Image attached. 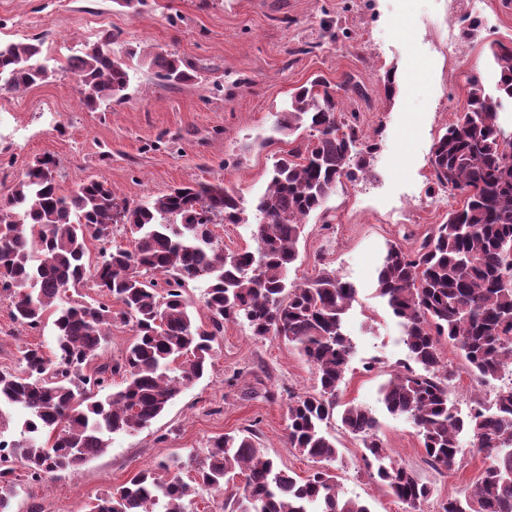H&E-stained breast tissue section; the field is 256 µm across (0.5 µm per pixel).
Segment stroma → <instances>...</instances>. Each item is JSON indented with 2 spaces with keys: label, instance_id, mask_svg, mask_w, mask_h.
<instances>
[{
  "label": "stroma",
  "instance_id": "obj_1",
  "mask_svg": "<svg viewBox=\"0 0 512 512\" xmlns=\"http://www.w3.org/2000/svg\"><path fill=\"white\" fill-rule=\"evenodd\" d=\"M450 2L148 0L135 15L112 0H0V41L44 36L42 56L55 70L38 87L0 92V199L36 158L50 155L65 191L93 177L146 201L176 186L221 180L249 209L289 148L274 127L295 88L316 78L360 84L362 94H342L339 108L378 148L363 178L338 183L324 210L306 217L289 277L301 282L326 267L356 287L345 319L355 353L340 399L369 409L393 458L433 486L423 512H437L440 501L473 482L485 458L472 450L460 469H434L411 422L386 411L379 390L408 351L378 294L377 268L388 243L416 247L460 202L457 191L441 198L431 148L464 111L468 76L492 75L491 43L512 41V0H472L477 25L466 32ZM106 28L120 32L118 51L135 50L127 59L128 95L90 112L61 67L69 52ZM161 48L198 66L194 81L163 86L148 66L150 53ZM389 73L396 80L391 95ZM30 344L51 348L52 329L18 325L9 300L0 297V369L16 368L20 349ZM440 353L459 373L452 395L468 411L489 388L469 376L457 350L444 345ZM316 386L314 367L286 341L225 324L212 366L150 428L114 436L103 454L41 487L19 486L13 512H29L35 502L43 512H87L138 470L191 452L205 455L214 437L245 429L280 464L308 475L313 462L287 446L286 413L289 397ZM327 430L343 456L337 474L345 494L366 501L371 512H409L370 479L358 441L340 420L331 419Z\"/></svg>",
  "mask_w": 512,
  "mask_h": 512
}]
</instances>
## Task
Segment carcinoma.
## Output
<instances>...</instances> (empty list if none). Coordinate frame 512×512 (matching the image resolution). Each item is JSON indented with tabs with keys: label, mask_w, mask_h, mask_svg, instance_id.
Returning <instances> with one entry per match:
<instances>
[{
	"label": "carcinoma",
	"mask_w": 512,
	"mask_h": 512,
	"mask_svg": "<svg viewBox=\"0 0 512 512\" xmlns=\"http://www.w3.org/2000/svg\"><path fill=\"white\" fill-rule=\"evenodd\" d=\"M119 36L107 29L67 59L65 71L74 72L90 111L126 98L132 52L112 51ZM42 45L40 36L0 44L1 92L45 82ZM490 51L496 91L512 100V41H496ZM149 66L165 86L195 78L194 67L173 51L153 53ZM468 84L465 111L438 136L429 159L436 185L459 191L463 201L416 249L389 244L378 271L379 294L398 319L410 360L381 394L389 413L411 420L432 467L461 466L464 434L487 459L477 480L441 501L438 512H512V384H501L487 403L475 400L463 415L449 398L456 370L440 357L446 341L485 382L502 380L512 365V137L504 135L482 75ZM303 127L309 136L298 134ZM275 131L291 148L275 161L255 202L254 252L215 240L211 226L248 223L240 198L222 180L135 203L94 178L63 192L56 161L46 155L0 203V290L11 317L31 330L48 319L53 325L51 354L26 346L18 368L0 370V438L9 429L3 407L20 411V438L0 452V512H10L19 482L37 485L75 471L113 436L150 426L182 388L203 377L226 323L243 324L254 337H281L315 367L317 388L289 398L287 438L319 467L301 477L280 468L251 432L227 433L205 458L188 454L193 477L184 479L176 460L160 461L90 512H194L198 495L229 487L235 492L224 498V512H371L366 502L344 496L332 472L339 448L324 425L338 407L362 461L389 494L414 512L431 499V485L393 462L372 413L339 399L354 353L344 318L357 289L327 268L301 283L287 279L304 218L324 207L342 179L367 172L365 155L376 145L341 120L335 93L319 79L291 95ZM114 224L126 229L127 245L112 244ZM90 243L98 250L92 266ZM198 281L206 284V324L196 322L184 296ZM87 285L98 298L69 294ZM116 323L132 328L133 343L121 358L90 366ZM114 376L121 387L99 396Z\"/></svg>",
	"instance_id": "cac0c4a2"
}]
</instances>
